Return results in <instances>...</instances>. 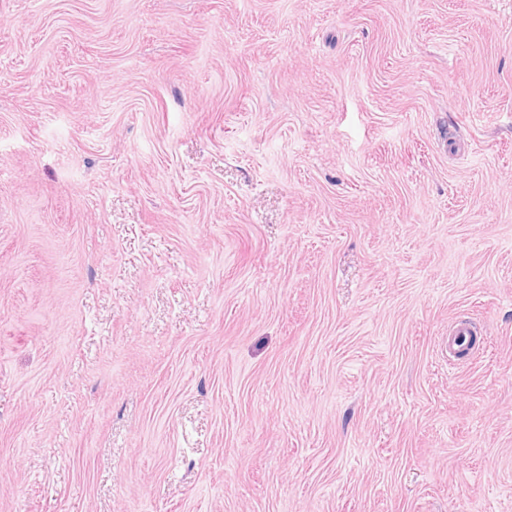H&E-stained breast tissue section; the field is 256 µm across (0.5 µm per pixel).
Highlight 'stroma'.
<instances>
[{
	"label": "stroma",
	"instance_id": "obj_1",
	"mask_svg": "<svg viewBox=\"0 0 512 512\" xmlns=\"http://www.w3.org/2000/svg\"><path fill=\"white\" fill-rule=\"evenodd\" d=\"M0 512H512V0H0Z\"/></svg>",
	"mask_w": 512,
	"mask_h": 512
}]
</instances>
